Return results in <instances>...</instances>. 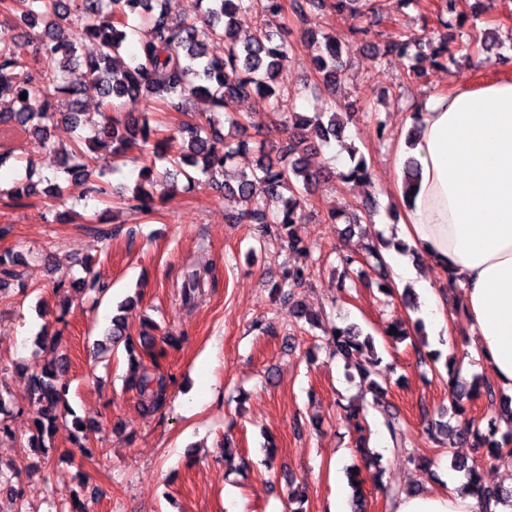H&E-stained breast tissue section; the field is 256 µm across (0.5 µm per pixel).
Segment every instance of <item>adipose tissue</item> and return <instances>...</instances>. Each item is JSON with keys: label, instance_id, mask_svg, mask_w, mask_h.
I'll list each match as a JSON object with an SVG mask.
<instances>
[{"label": "adipose tissue", "instance_id": "1", "mask_svg": "<svg viewBox=\"0 0 512 512\" xmlns=\"http://www.w3.org/2000/svg\"><path fill=\"white\" fill-rule=\"evenodd\" d=\"M412 140L402 141L395 170L415 158L412 186L395 181L399 239L421 250L462 290L475 336L471 353L512 392V81L430 95L417 106ZM388 262L394 284L419 293L434 327H443L441 299L397 255ZM461 486L401 496L396 512H480Z\"/></svg>", "mask_w": 512, "mask_h": 512}]
</instances>
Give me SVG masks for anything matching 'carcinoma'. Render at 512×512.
I'll list each match as a JSON object with an SVG mask.
<instances>
[{"label":"carcinoma","mask_w":512,"mask_h":512,"mask_svg":"<svg viewBox=\"0 0 512 512\" xmlns=\"http://www.w3.org/2000/svg\"><path fill=\"white\" fill-rule=\"evenodd\" d=\"M14 2L19 8L12 12L13 19L8 21L7 29L0 31V99L9 98L7 105L0 106V126H19L36 135L58 163L53 182L41 191L31 182H17L6 191L0 189L1 196L11 198L16 204L40 193L63 202L64 181L71 177L88 178L95 173L104 176V167L98 165L96 153L109 138L115 154L137 144L144 154L154 157L138 172L130 198L138 208L151 209L149 187L164 177V173L156 169L155 159L165 157L171 166L183 169L188 184L204 181L218 184L224 188V195L236 199L241 208L230 215L232 222L274 224L277 231L273 236L288 241V248L308 255L310 249L294 239L292 224L295 211L306 202L312 185L334 177L344 183L369 181L367 161L352 145L348 151L358 159L348 171L338 173L330 167L310 168L308 158L320 144L343 138L344 106L331 97L310 115L282 111L291 48L288 32L279 27L275 31L262 29L242 36L237 31L236 17L240 12L258 6L262 13L275 19L284 11L283 0H204L202 16L191 18L172 17L163 0ZM365 5L364 0H291L293 12L305 25L304 42L314 52V67L327 92L336 86V75L347 61L343 58L340 41L312 24V15L326 11L360 13ZM39 26L43 30L38 33V47L31 57V31ZM130 30L139 33V39L135 51L126 58ZM86 39L96 43L98 53L83 61V82L74 85L67 82V73L70 64L79 61V41ZM390 55L413 61L412 74L418 73L419 64L427 58L438 65L454 59L448 41L443 40L426 50L420 42L405 34L389 37L377 50V57L381 59ZM33 61L42 80L40 87L33 85L29 74ZM23 93L27 94L24 100L21 99ZM88 93L99 98L97 121L83 118L85 112L80 108V97ZM62 96L69 98L70 108L59 113L57 103ZM252 96L269 100L267 125L283 127L288 138L285 145L276 148L277 159L271 158L262 143L253 167L233 168L232 160L249 151V143L243 135L249 128L259 130L261 126L254 124L250 115L233 112L231 108L236 101ZM194 99L208 101L213 112L224 111V122L236 130L240 138L223 137L213 128L209 130L185 121L176 130L183 151L168 157L167 140L158 137L157 129L151 127L149 109L157 102L170 112H186ZM57 115L75 128L89 126L94 135H78L69 148L59 150L49 135V124ZM362 257L374 260L373 269L382 280H388L379 245L369 242L361 253L350 251L340 255L343 272L336 285L340 294L345 295L350 290L348 280L353 266L360 263ZM308 276L303 267H287L275 288L291 300L295 290L305 286ZM204 284L201 273L190 271L182 286L184 303H190ZM423 329L420 318L409 328L401 321H393L384 328V335L396 344L413 333L424 335ZM324 333L332 354L356 370L365 391L376 398L384 393L376 380L383 358L377 352L373 336L362 334L354 324L332 326ZM107 340L113 347L125 343L132 365L131 388L153 407H162L166 403L167 377L137 359L136 349L125 334L122 316L112 317ZM67 371L68 365L54 361L30 378L29 403L34 414V431L29 437L32 448L46 447L45 440L51 437L69 389L65 379ZM449 393L457 424L452 426L441 419L426 418L424 432L439 446L472 449L471 457L452 459L451 468L463 475L466 479L464 487L485 509L511 500L512 494L485 482L483 466L509 459L503 448L512 444V411L509 412L508 430L498 440V428L494 423H489L488 431L482 432L463 404L466 398L483 396L489 406L504 409L509 406V399L486 382L475 380L469 386L461 384L452 372L449 373ZM342 410L350 426L360 433L365 430L360 404L351 403ZM358 441L363 465H350L345 472L349 484L354 486V506L357 512H363L362 468L372 467L379 475L384 469L382 457L366 448L365 436H359Z\"/></svg>","instance_id":"1"}]
</instances>
